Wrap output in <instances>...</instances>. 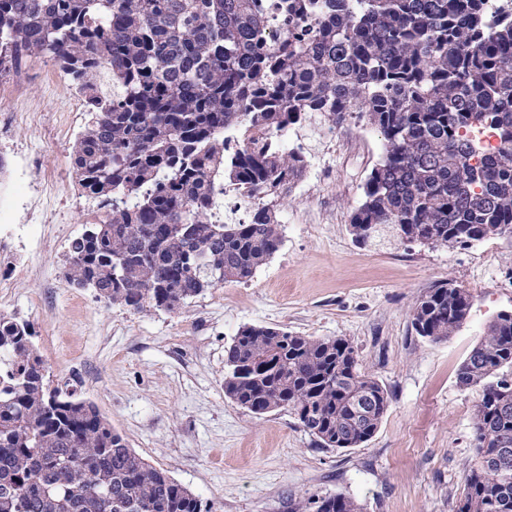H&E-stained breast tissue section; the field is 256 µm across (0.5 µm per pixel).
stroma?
I'll return each mask as SVG.
<instances>
[{"label":"stroma","mask_w":512,"mask_h":512,"mask_svg":"<svg viewBox=\"0 0 512 512\" xmlns=\"http://www.w3.org/2000/svg\"><path fill=\"white\" fill-rule=\"evenodd\" d=\"M0 183L12 220L0 227V271L12 300L0 313L30 321L45 365L76 380L130 448L211 506L212 512H291L311 494L351 498L363 512H457L473 458L476 387L458 371L486 325L512 311V242L489 238L448 250L381 240L358 245L350 216L382 155L383 139L358 116L365 151L332 140L306 152L288 197L283 242L247 282L228 281L169 312L109 305L61 277L70 241L103 211L75 183L71 155L87 119L83 97L46 58L0 76ZM54 174L49 242L31 241L39 173ZM453 280L474 296L466 321L433 342L411 327L416 300ZM245 325L283 327L352 343L360 369L389 393L375 435L358 448H324L288 411L254 417L224 396V354Z\"/></svg>","instance_id":"1"}]
</instances>
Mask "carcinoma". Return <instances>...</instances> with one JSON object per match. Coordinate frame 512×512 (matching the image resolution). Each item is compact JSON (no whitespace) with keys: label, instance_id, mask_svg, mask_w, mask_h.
Returning a JSON list of instances; mask_svg holds the SVG:
<instances>
[{"label":"carcinoma","instance_id":"1","mask_svg":"<svg viewBox=\"0 0 512 512\" xmlns=\"http://www.w3.org/2000/svg\"><path fill=\"white\" fill-rule=\"evenodd\" d=\"M31 56L88 98L73 169L106 211L70 241L61 275L109 304L171 311L251 279L278 251L280 209L307 168L281 133L313 112L357 114L383 136L350 216L356 242L512 239V13L489 0H0V75ZM103 67L120 88L109 98L94 94ZM488 125L499 152L474 165L469 133ZM226 184L258 196L242 222L215 220ZM472 304L443 282L412 326L445 340ZM34 336L0 314V512H211L54 383ZM224 368L228 399L292 412L324 448L367 442L389 404L344 338L247 325ZM458 383L481 395L457 512H512V311L487 325ZM292 512L360 510L312 494Z\"/></svg>","mask_w":512,"mask_h":512}]
</instances>
